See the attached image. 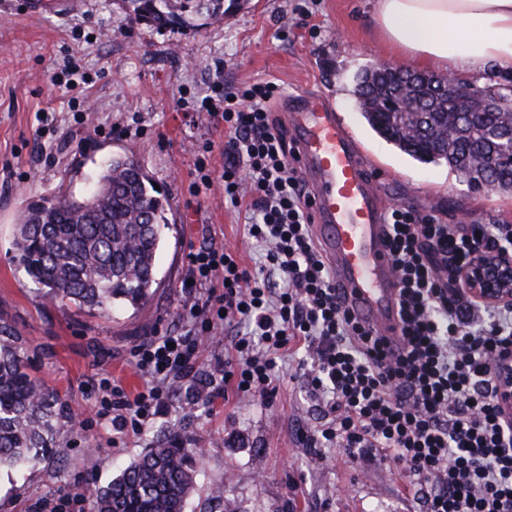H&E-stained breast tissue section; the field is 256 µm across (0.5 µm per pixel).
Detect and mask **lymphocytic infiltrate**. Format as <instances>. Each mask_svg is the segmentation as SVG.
<instances>
[{"label": "lymphocytic infiltrate", "mask_w": 512, "mask_h": 512, "mask_svg": "<svg viewBox=\"0 0 512 512\" xmlns=\"http://www.w3.org/2000/svg\"><path fill=\"white\" fill-rule=\"evenodd\" d=\"M212 86L202 108L224 129V166L196 161L195 176L221 184L260 260L246 264L227 244L189 252L179 334L135 346L146 382L133 395L113 385V425L140 433L166 407L171 380L191 377L200 347L225 335L211 396L271 402L292 365L323 415L300 430L306 447L353 463L382 456L412 473L424 512H512V304L472 299L460 277L478 254H512V224H444L388 207L402 346L387 357L384 337L356 322L332 285L307 182L272 110L279 85L228 90L217 74Z\"/></svg>", "instance_id": "lymphocytic-infiltrate-1"}]
</instances>
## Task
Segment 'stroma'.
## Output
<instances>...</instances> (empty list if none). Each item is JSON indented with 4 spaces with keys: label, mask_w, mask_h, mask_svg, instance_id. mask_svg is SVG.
<instances>
[{
    "label": "stroma",
    "mask_w": 512,
    "mask_h": 512,
    "mask_svg": "<svg viewBox=\"0 0 512 512\" xmlns=\"http://www.w3.org/2000/svg\"><path fill=\"white\" fill-rule=\"evenodd\" d=\"M28 2L0 0V325L23 340L33 373L58 392L62 411L47 459L0 471V512H52L175 432L202 451L186 512H420L408 471L378 455L323 461L304 446L296 421L312 427L321 413L301 381L281 378L269 405L198 399L202 382L224 367L220 341L200 352L194 377L173 385L167 408L139 435L113 443L111 423L98 418L104 379L137 391L143 379L133 348L176 333L191 248L211 239L239 246L247 264L259 259L244 238V216L225 209L219 186L189 190L204 143L213 145L211 165L224 164V131L199 113L215 70L228 89L251 79L276 82L286 94L328 95L381 173L383 204H407L446 224L463 213L475 224H512V194L402 154L362 117L356 78L390 59L370 20L373 0H313L306 18L296 0H240L194 30L132 19L121 0H70L35 17ZM68 61L88 83H51ZM128 148L176 226L158 252L162 284L153 296L91 315L52 299L18 268L14 226L32 202L81 193L87 174Z\"/></svg>",
    "instance_id": "1"
}]
</instances>
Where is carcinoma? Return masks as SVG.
I'll list each match as a JSON object with an SVG mask.
<instances>
[{
    "mask_svg": "<svg viewBox=\"0 0 512 512\" xmlns=\"http://www.w3.org/2000/svg\"><path fill=\"white\" fill-rule=\"evenodd\" d=\"M239 0H122L128 15L173 28L202 27L224 16ZM394 75L362 76L356 96L364 118L387 142L424 162H446L475 187L512 191V162L488 165L512 148V117L503 112H450L430 86L418 97L468 128L449 139L423 135L397 124L393 112H371L370 101L394 96ZM81 195L64 192L27 208L16 225L13 246L27 276L49 294L81 310L137 307L159 285L156 253L172 224L167 201L151 184L132 151L85 177ZM60 399L35 377L18 337L0 326V469L35 466L58 433ZM201 449L172 435L147 449L106 485L85 487L94 512H184L195 483Z\"/></svg>",
    "mask_w": 512,
    "mask_h": 512,
    "instance_id": "carcinoma-1",
    "label": "carcinoma"
}]
</instances>
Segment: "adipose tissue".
<instances>
[{
  "label": "adipose tissue",
  "mask_w": 512,
  "mask_h": 512,
  "mask_svg": "<svg viewBox=\"0 0 512 512\" xmlns=\"http://www.w3.org/2000/svg\"><path fill=\"white\" fill-rule=\"evenodd\" d=\"M372 24L387 51L419 65L480 78L512 67V0H374Z\"/></svg>",
  "instance_id": "adipose-tissue-1"
}]
</instances>
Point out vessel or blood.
Returning <instances> with one entry per match:
<instances>
[{
    "label": "vessel or blood",
    "mask_w": 512,
    "mask_h": 512,
    "mask_svg": "<svg viewBox=\"0 0 512 512\" xmlns=\"http://www.w3.org/2000/svg\"><path fill=\"white\" fill-rule=\"evenodd\" d=\"M282 119L312 190L315 232L337 288L359 320L398 341L397 287L375 166L326 95L291 96Z\"/></svg>",
    "instance_id": "1"
}]
</instances>
